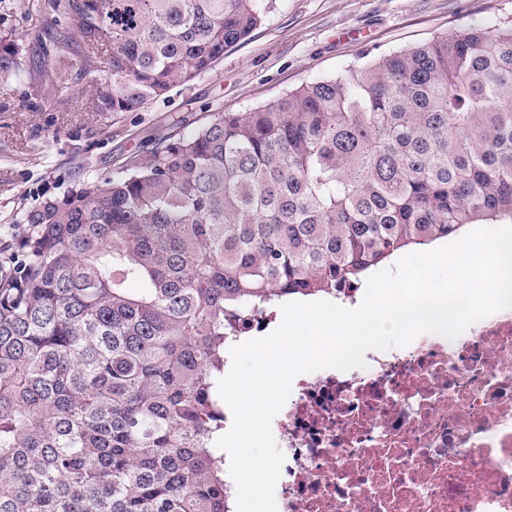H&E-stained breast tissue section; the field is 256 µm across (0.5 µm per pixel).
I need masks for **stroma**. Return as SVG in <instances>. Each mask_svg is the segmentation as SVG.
<instances>
[{
    "label": "stroma",
    "instance_id": "35a3bbf8",
    "mask_svg": "<svg viewBox=\"0 0 512 512\" xmlns=\"http://www.w3.org/2000/svg\"><path fill=\"white\" fill-rule=\"evenodd\" d=\"M42 0H0V36L36 43L49 20ZM512 21V0H276L249 37L212 70L143 109H89L87 81L64 93L43 80L35 58L20 78L0 84V243L18 247L21 207L58 196L85 174H113L145 151L174 117L247 112L298 86L329 78L366 53H389Z\"/></svg>",
    "mask_w": 512,
    "mask_h": 512
}]
</instances>
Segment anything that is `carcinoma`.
Returning <instances> with one entry per match:
<instances>
[{
	"label": "carcinoma",
	"instance_id": "cac0c4a2",
	"mask_svg": "<svg viewBox=\"0 0 512 512\" xmlns=\"http://www.w3.org/2000/svg\"><path fill=\"white\" fill-rule=\"evenodd\" d=\"M274 0H45L132 112L213 68ZM29 46L0 38V83ZM0 275V512H229L224 329L340 298L405 252L512 224V24L376 55L249 112L176 119L22 216ZM136 282L139 287L132 288Z\"/></svg>",
	"mask_w": 512,
	"mask_h": 512
}]
</instances>
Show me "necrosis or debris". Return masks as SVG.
<instances>
[{"mask_svg": "<svg viewBox=\"0 0 512 512\" xmlns=\"http://www.w3.org/2000/svg\"><path fill=\"white\" fill-rule=\"evenodd\" d=\"M294 378L278 512H512V308Z\"/></svg>", "mask_w": 512, "mask_h": 512, "instance_id": "4bbe7bcc", "label": "necrosis or debris"}]
</instances>
